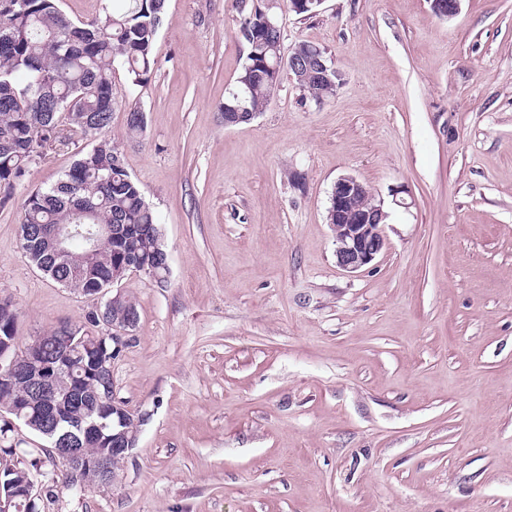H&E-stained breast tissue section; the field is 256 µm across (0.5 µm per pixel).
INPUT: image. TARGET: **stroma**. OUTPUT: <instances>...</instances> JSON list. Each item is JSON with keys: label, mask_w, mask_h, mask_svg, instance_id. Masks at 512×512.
I'll use <instances>...</instances> for the list:
<instances>
[{"label": "stroma", "mask_w": 512, "mask_h": 512, "mask_svg": "<svg viewBox=\"0 0 512 512\" xmlns=\"http://www.w3.org/2000/svg\"><path fill=\"white\" fill-rule=\"evenodd\" d=\"M149 80L112 73L107 139L155 209L167 283L120 287L139 321L112 363L143 416L113 484L74 492L47 443L37 512H512V0H324L272 13L343 75L315 102L282 79L264 112L224 124L246 62L238 0H166ZM147 117L126 135V113ZM76 158L56 144L0 208V296L25 345L100 296L20 248L28 194ZM357 177L388 246L338 267L333 186Z\"/></svg>", "instance_id": "stroma-1"}]
</instances>
